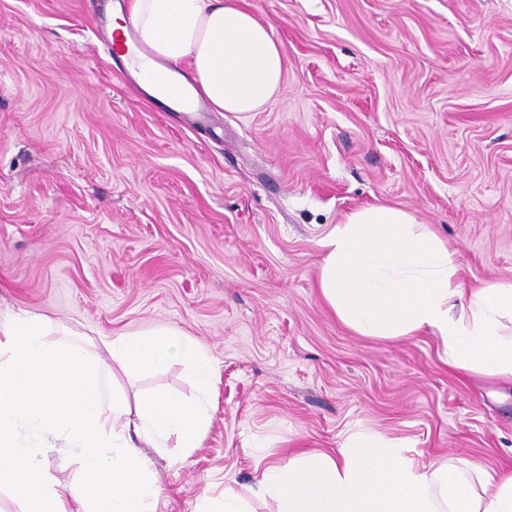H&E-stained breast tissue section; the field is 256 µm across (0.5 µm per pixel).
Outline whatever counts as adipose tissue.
Segmentation results:
<instances>
[{
  "instance_id": "ef3b65f1",
  "label": "adipose tissue",
  "mask_w": 512,
  "mask_h": 512,
  "mask_svg": "<svg viewBox=\"0 0 512 512\" xmlns=\"http://www.w3.org/2000/svg\"><path fill=\"white\" fill-rule=\"evenodd\" d=\"M133 26L151 55L159 90L191 72L220 112H256L282 88L285 64L271 25L245 0H131L112 27ZM411 214L371 206L348 215L322 241L319 288L355 332L400 338L435 336L450 367L512 376V283L464 288L454 253L436 235L414 230ZM37 316L0 321V490L23 512H156L160 489L140 444L198 447L208 415L203 396L210 360L174 327L84 344L47 339ZM153 372L189 364L201 393L187 401L149 394L129 402L104 390V361ZM69 470V495L48 470L50 455ZM449 480L444 467L408 457L405 446L365 434L337 449L293 452L262 471L254 493L276 512H512V471L471 463Z\"/></svg>"
}]
</instances>
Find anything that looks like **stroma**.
I'll use <instances>...</instances> for the list:
<instances>
[{"mask_svg":"<svg viewBox=\"0 0 512 512\" xmlns=\"http://www.w3.org/2000/svg\"><path fill=\"white\" fill-rule=\"evenodd\" d=\"M281 92L257 112L168 111L108 51L129 0H0V319L93 341L176 327L213 366L199 448L147 449L157 512L203 487L253 512L265 465L363 432L512 470V379L435 336L341 323L322 239L375 205L414 215L464 287L512 282V0H247ZM128 398L197 395L182 362L113 367Z\"/></svg>","mask_w":512,"mask_h":512,"instance_id":"obj_1","label":"stroma"}]
</instances>
